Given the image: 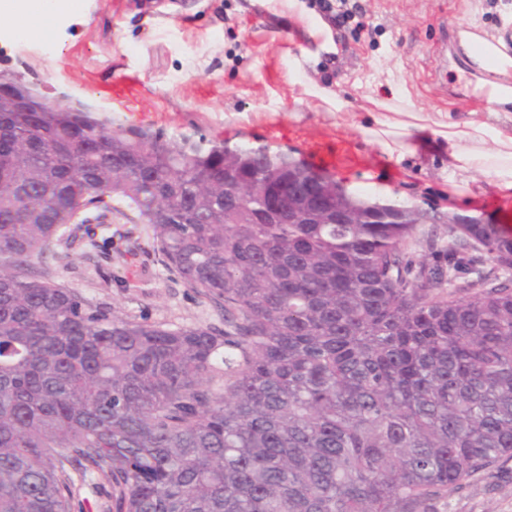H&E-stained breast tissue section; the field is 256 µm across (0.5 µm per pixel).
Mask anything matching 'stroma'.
Returning <instances> with one entry per match:
<instances>
[{
  "mask_svg": "<svg viewBox=\"0 0 512 512\" xmlns=\"http://www.w3.org/2000/svg\"><path fill=\"white\" fill-rule=\"evenodd\" d=\"M61 19L33 18L15 34L0 18V68L24 74L43 95L93 105L115 122L168 135L248 140L320 164L351 186L443 214L512 228L497 189L460 195L441 174L437 140L411 136L414 153L394 160L348 136L314 82L349 112H369L366 93L402 86L425 112H483L475 66L449 32L476 23L489 40L512 34V0H355L346 28L323 26L318 0H77ZM51 34L52 49L41 36ZM60 229L31 260L35 274L112 310L160 325L223 327L217 309L169 271L157 231L138 212L102 207ZM447 512H512V482L493 470L448 498Z\"/></svg>",
  "mask_w": 512,
  "mask_h": 512,
  "instance_id": "35a3bbf8",
  "label": "stroma"
}]
</instances>
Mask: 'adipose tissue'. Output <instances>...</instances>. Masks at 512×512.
<instances>
[{
	"instance_id": "ef3b65f1",
	"label": "adipose tissue",
	"mask_w": 512,
	"mask_h": 512,
	"mask_svg": "<svg viewBox=\"0 0 512 512\" xmlns=\"http://www.w3.org/2000/svg\"><path fill=\"white\" fill-rule=\"evenodd\" d=\"M73 6V0H0V15L18 20L17 31L25 34L32 17L55 18ZM477 72L478 85L491 88L489 112L461 117L417 112L409 93L403 92L388 111L347 113L345 128L398 158L410 153L407 139L412 131H430L440 140L449 185L466 188L482 178L502 195L512 196V56L502 52L497 61L478 62Z\"/></svg>"
}]
</instances>
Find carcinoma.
Wrapping results in <instances>:
<instances>
[{"label":"carcinoma","instance_id":"1","mask_svg":"<svg viewBox=\"0 0 512 512\" xmlns=\"http://www.w3.org/2000/svg\"><path fill=\"white\" fill-rule=\"evenodd\" d=\"M81 201L154 225L224 328L30 275ZM424 216L263 145L0 112V512L94 474L102 512H441L512 460V235L433 224L417 261Z\"/></svg>","mask_w":512,"mask_h":512}]
</instances>
